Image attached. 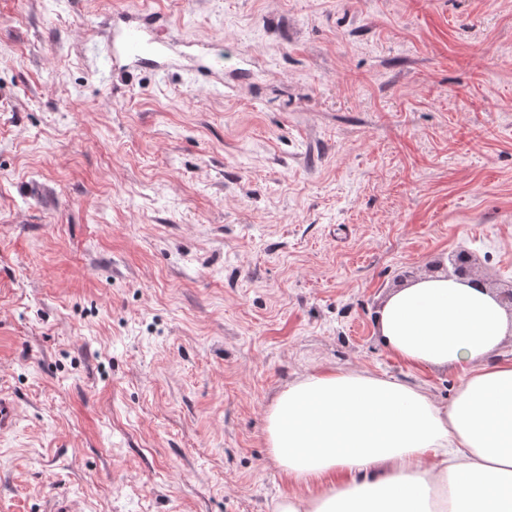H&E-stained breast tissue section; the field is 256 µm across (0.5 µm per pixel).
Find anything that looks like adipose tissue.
I'll list each match as a JSON object with an SVG mask.
<instances>
[{
    "label": "adipose tissue",
    "instance_id": "obj_1",
    "mask_svg": "<svg viewBox=\"0 0 512 512\" xmlns=\"http://www.w3.org/2000/svg\"><path fill=\"white\" fill-rule=\"evenodd\" d=\"M388 349L413 366L468 365L450 404L364 374L288 385L267 417L270 457L310 496L275 512H512V362L496 360L512 313L489 288L426 275L375 313Z\"/></svg>",
    "mask_w": 512,
    "mask_h": 512
}]
</instances>
